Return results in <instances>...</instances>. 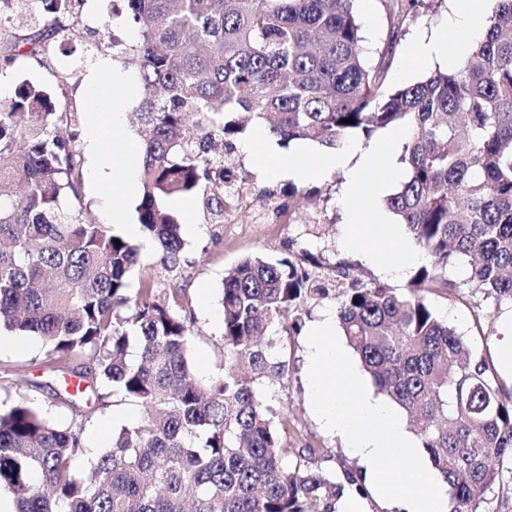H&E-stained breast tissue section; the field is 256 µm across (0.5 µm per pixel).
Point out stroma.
I'll list each match as a JSON object with an SVG mask.
<instances>
[{"label":"stroma","mask_w":512,"mask_h":512,"mask_svg":"<svg viewBox=\"0 0 512 512\" xmlns=\"http://www.w3.org/2000/svg\"><path fill=\"white\" fill-rule=\"evenodd\" d=\"M113 0H87L84 8L85 29L74 39L58 42L50 65H42L28 58L17 59L7 69L11 87L32 83L55 89L58 76H66L69 99L83 105L87 87L93 77L110 69L123 75L133 92L128 99L129 111H136L140 94L136 92V72L131 55L96 50L98 40L108 39L102 23L112 17ZM355 10L366 37L369 52L382 50L387 41L388 19L380 0H356ZM448 0H423L422 5L407 9L403 33L393 48V64L388 77L389 87L401 84L403 69H410V81L416 82L433 73V66L408 68L406 49L417 37L430 33L448 21ZM235 175L245 193L231 200L227 211L232 217L228 224L208 223L197 196L185 199V209H173L180 224L196 225L197 230L185 234L183 262L177 277L165 274L155 261L153 251L140 254L138 276L131 279V288H138L140 278L155 282V297L167 300L172 290L182 289L185 307L193 324V342L190 358L195 375L207 380L220 374L224 365L222 340V308L220 290L224 275L240 259L258 255L278 259L308 250L322 255L327 263L345 259L355 264L363 280H376L394 288L408 285L407 278H393L380 270L369 258L352 253L342 246L345 213L340 205L347 186L342 175L328 181L309 184V200L293 202L294 183L290 180L268 181L252 168L242 152H235ZM84 217L98 224L110 225L120 232V225L112 221L113 205H121L129 215H136L141 199L140 190L121 193L118 186H106L91 176L92 163H83ZM266 212V222H259L258 212ZM459 287L455 294L429 295L428 301L437 314L464 336L473 349L495 356L496 346L507 323L512 322V306L498 303L494 298L474 292L466 285L464 268L448 271ZM0 338V406H9L18 398H26L34 405L50 410L61 426H68L73 417L71 407L54 402L50 384L59 379V372L44 365L45 349L34 336H14L4 330ZM275 353L288 362V373L282 379L264 384L266 397L280 403L288 412V445L292 448H321L325 458L321 469L333 474L339 463L356 467L357 460L345 440L327 432L316 418L310 403L308 369L306 366L305 334L277 336ZM142 414L137 404L118 396H107L103 405L92 410L87 418L84 439L90 455H97L112 444V435L121 427L133 424Z\"/></svg>","instance_id":"stroma-1"}]
</instances>
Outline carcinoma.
<instances>
[{"mask_svg": "<svg viewBox=\"0 0 512 512\" xmlns=\"http://www.w3.org/2000/svg\"><path fill=\"white\" fill-rule=\"evenodd\" d=\"M85 2L3 0L0 66L48 61L55 39L80 32ZM122 2L112 18L138 28V221L166 272L180 268L185 242L165 201L208 187L203 208L224 223V155L212 148L233 153L242 113L282 143L325 150L408 126L404 179L382 205L426 262L400 289L361 280L344 259L320 276L323 257L306 251L240 260L221 290L223 373L200 382L182 295L157 304L146 278L131 291L139 247L82 219L77 132L60 134L78 107L18 87L0 98V328L38 337L50 364L84 361L57 402L77 411L100 382L143 412L83 477V419L63 427L25 401L0 407V489L15 512H339L344 496L367 497L344 464L320 471L318 448H296L284 465L288 415L261 390L288 373L273 336L301 332L317 295L336 299L348 346L406 413L453 512H481L500 481L493 461L512 459V391L427 295L455 293L448 268L463 263L473 291L512 305V0H499L466 60L390 92L392 58L367 59L355 0Z\"/></svg>", "mask_w": 512, "mask_h": 512, "instance_id": "carcinoma-1", "label": "carcinoma"}]
</instances>
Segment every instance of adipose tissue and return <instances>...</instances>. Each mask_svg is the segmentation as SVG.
<instances>
[{
  "label": "adipose tissue",
  "mask_w": 512,
  "mask_h": 512,
  "mask_svg": "<svg viewBox=\"0 0 512 512\" xmlns=\"http://www.w3.org/2000/svg\"><path fill=\"white\" fill-rule=\"evenodd\" d=\"M489 0H451V15L446 27L430 38L422 40L410 51L412 63L423 64L432 60L458 61L468 56L472 45L484 36L482 21ZM111 80L95 79L88 91L87 104L98 110L103 102H111L112 110L102 120L93 121L86 135V149L98 163L94 178L103 184L123 178L125 185H132L133 173L140 158L137 138L124 131V105L109 99ZM116 145L121 151V165H113L103 156L107 145Z\"/></svg>",
  "instance_id": "ef3b65f1"
}]
</instances>
